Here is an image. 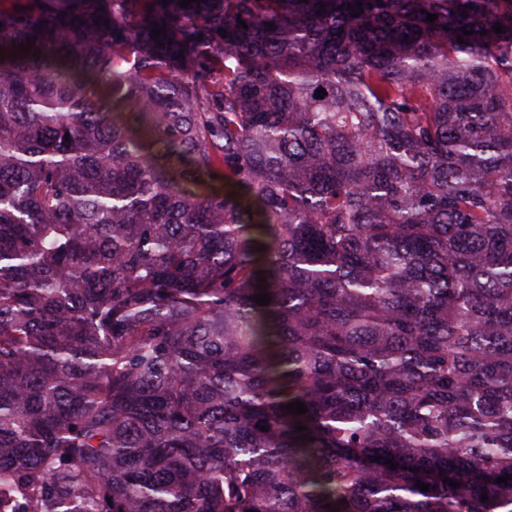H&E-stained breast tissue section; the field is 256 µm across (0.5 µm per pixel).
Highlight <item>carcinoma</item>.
<instances>
[{
	"label": "carcinoma",
	"instance_id": "1",
	"mask_svg": "<svg viewBox=\"0 0 512 512\" xmlns=\"http://www.w3.org/2000/svg\"><path fill=\"white\" fill-rule=\"evenodd\" d=\"M0 51L13 512H512V0H0Z\"/></svg>",
	"mask_w": 512,
	"mask_h": 512
}]
</instances>
